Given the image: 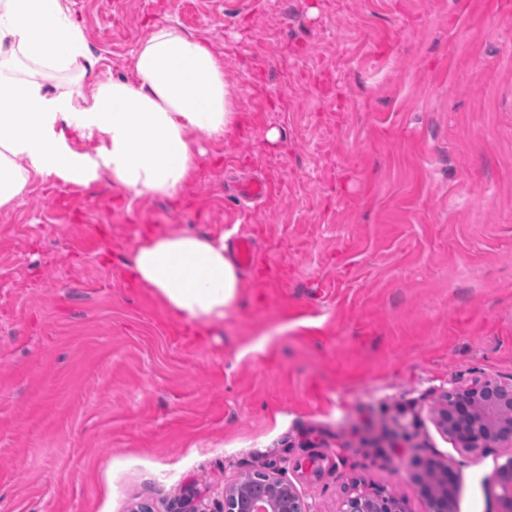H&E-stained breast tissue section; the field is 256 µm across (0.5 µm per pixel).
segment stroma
Here are the masks:
<instances>
[{"label":"stroma","mask_w":512,"mask_h":512,"mask_svg":"<svg viewBox=\"0 0 512 512\" xmlns=\"http://www.w3.org/2000/svg\"><path fill=\"white\" fill-rule=\"evenodd\" d=\"M69 7L87 81L130 76L173 22L222 54L242 123L203 140L179 204L50 180L0 209V512H224L257 470L313 512L357 481L423 512L410 473L431 458L457 512H495L512 452H460L433 414L512 378V0ZM248 177L272 194L226 192ZM146 227L255 240L222 321L128 283Z\"/></svg>","instance_id":"stroma-1"}]
</instances>
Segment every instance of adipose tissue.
<instances>
[{
	"instance_id": "obj_1",
	"label": "adipose tissue",
	"mask_w": 512,
	"mask_h": 512,
	"mask_svg": "<svg viewBox=\"0 0 512 512\" xmlns=\"http://www.w3.org/2000/svg\"><path fill=\"white\" fill-rule=\"evenodd\" d=\"M93 65L64 0H0V208L36 181L83 185L103 170L133 195L174 201L204 154L202 138L238 130L223 60L175 24L147 30L133 79L47 92L59 75ZM85 139L95 141V153L75 149ZM126 273L189 322L222 320L244 286L223 237L182 230L141 235Z\"/></svg>"
}]
</instances>
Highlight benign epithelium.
<instances>
[{
	"mask_svg": "<svg viewBox=\"0 0 512 512\" xmlns=\"http://www.w3.org/2000/svg\"><path fill=\"white\" fill-rule=\"evenodd\" d=\"M436 423L450 440L467 453L512 448V379L485 381L444 393ZM434 478L412 472V481L425 512H455V482L449 463L431 464ZM496 512H512V453L493 474ZM225 512H311L296 487L278 477L266 479V490L232 488ZM339 512H410L408 501L377 485H356L344 498Z\"/></svg>",
	"mask_w": 512,
	"mask_h": 512,
	"instance_id": "obj_1",
	"label": "benign epithelium"
}]
</instances>
